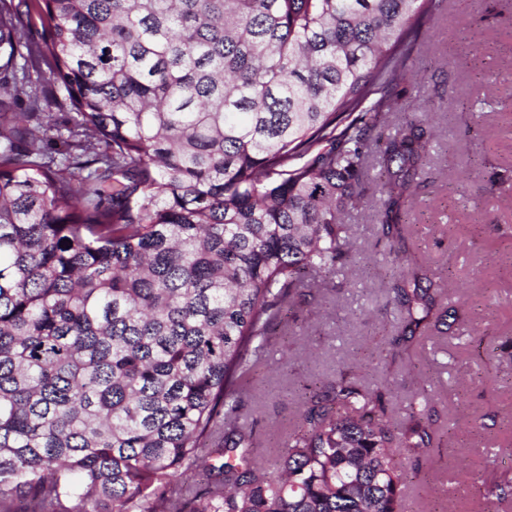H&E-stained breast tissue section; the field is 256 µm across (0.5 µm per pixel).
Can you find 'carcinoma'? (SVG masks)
I'll return each instance as SVG.
<instances>
[{"instance_id":"obj_1","label":"carcinoma","mask_w":512,"mask_h":512,"mask_svg":"<svg viewBox=\"0 0 512 512\" xmlns=\"http://www.w3.org/2000/svg\"><path fill=\"white\" fill-rule=\"evenodd\" d=\"M436 6L0 0V504L397 512L398 457L435 438L426 389L392 428L341 379L270 470L239 394L305 274L350 257L371 134ZM428 144L387 138L388 239ZM394 291L412 337L448 316L414 271ZM219 424L222 479L183 500ZM484 497L511 500L512 471Z\"/></svg>"}]
</instances>
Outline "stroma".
Segmentation results:
<instances>
[{"mask_svg": "<svg viewBox=\"0 0 512 512\" xmlns=\"http://www.w3.org/2000/svg\"><path fill=\"white\" fill-rule=\"evenodd\" d=\"M389 129L419 117L433 134L401 211L398 253L379 233L383 172L371 162L362 202L346 222L354 252L298 304L246 386L241 420L253 455L274 460L309 396L349 373L389 381L385 420L419 384L431 387L432 448L402 459L401 512H512L482 484L512 469V0H439L409 59ZM422 269L464 305L465 322L402 341L391 286Z\"/></svg>", "mask_w": 512, "mask_h": 512, "instance_id": "obj_1", "label": "stroma"}]
</instances>
